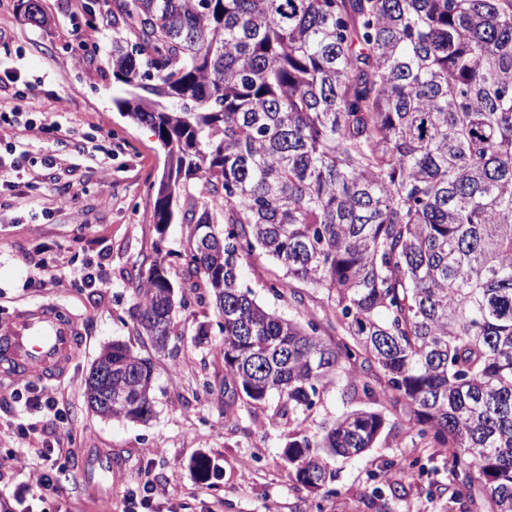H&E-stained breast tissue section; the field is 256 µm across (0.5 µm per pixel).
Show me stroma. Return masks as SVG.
Returning <instances> with one entry per match:
<instances>
[{
    "label": "stroma",
    "instance_id": "1",
    "mask_svg": "<svg viewBox=\"0 0 512 512\" xmlns=\"http://www.w3.org/2000/svg\"><path fill=\"white\" fill-rule=\"evenodd\" d=\"M22 0H0V137L26 154L23 175L0 170V323L16 311L54 304L77 320L82 336L69 370L48 382L0 370V512L25 491L27 512H446L435 492L447 484L442 451L422 443L403 411L381 410L387 425L364 454L332 463L335 494L317 499L288 478L283 447L291 425L272 422L263 405L239 401L235 424L224 422V362L218 316L210 300L184 288L189 225L158 230L151 190L168 158L149 127L131 122L113 100L124 85L107 57L112 33L90 32L79 0H38L48 20L29 23ZM36 125L34 131L25 122ZM59 165L48 169L45 155ZM84 192L67 201L72 183ZM177 283L184 306L176 312L182 338L176 358L155 359L154 414L144 423L104 419L86 404L85 379L101 351L121 341L150 347L130 317L132 283L156 254ZM97 274L90 288L83 277ZM276 263L254 252L241 273L243 287L277 315L328 322L321 292L301 287V302L267 289ZM206 325V339L196 330ZM57 399V413L40 400ZM344 380L327 386L308 413L317 432L338 417L371 408ZM54 446L70 449L58 494L38 490L33 476ZM208 456L218 475L202 480L194 468ZM417 461L419 481L401 464ZM402 489L391 492L390 483Z\"/></svg>",
    "mask_w": 512,
    "mask_h": 512
}]
</instances>
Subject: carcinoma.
Returning a JSON list of instances; mask_svg holds the SVG:
<instances>
[{
    "instance_id": "cac0c4a2",
    "label": "carcinoma",
    "mask_w": 512,
    "mask_h": 512,
    "mask_svg": "<svg viewBox=\"0 0 512 512\" xmlns=\"http://www.w3.org/2000/svg\"><path fill=\"white\" fill-rule=\"evenodd\" d=\"M112 29L114 99L167 149L158 230L191 224L186 276L220 318L224 421L278 401L295 425L292 482L336 480L330 459L373 447L386 418L305 427L328 384L399 406L445 451L449 499L512 512V0H87ZM200 181L196 191L190 180ZM316 288L339 337L278 316L242 287L255 250ZM131 316L173 354L164 258L132 285ZM103 418L154 413V363L116 341Z\"/></svg>"
}]
</instances>
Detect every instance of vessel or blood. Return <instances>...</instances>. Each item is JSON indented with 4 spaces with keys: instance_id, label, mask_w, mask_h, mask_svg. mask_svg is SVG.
Segmentation results:
<instances>
[{
    "instance_id": "vessel-or-blood-1",
    "label": "vessel or blood",
    "mask_w": 512,
    "mask_h": 512,
    "mask_svg": "<svg viewBox=\"0 0 512 512\" xmlns=\"http://www.w3.org/2000/svg\"><path fill=\"white\" fill-rule=\"evenodd\" d=\"M80 330L75 320H59L57 310L42 304L16 312L0 324V340L22 363V377H50L73 362Z\"/></svg>"
}]
</instances>
